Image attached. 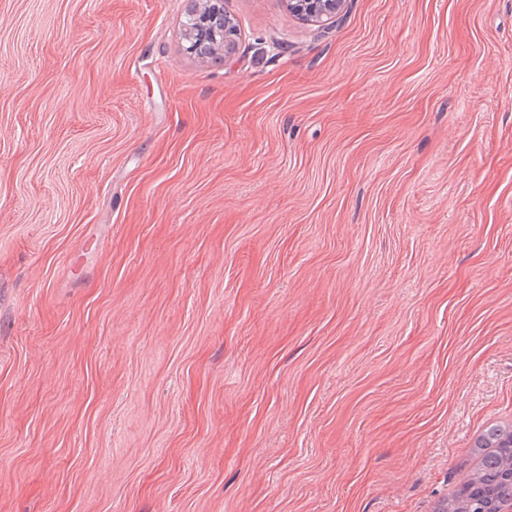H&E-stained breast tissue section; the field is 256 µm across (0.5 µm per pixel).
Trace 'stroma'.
Masks as SVG:
<instances>
[{"mask_svg":"<svg viewBox=\"0 0 512 512\" xmlns=\"http://www.w3.org/2000/svg\"><path fill=\"white\" fill-rule=\"evenodd\" d=\"M0 0V512H433L512 426V0ZM205 3L204 9H207L205 16H201L199 8L195 10L194 14L197 17L193 28H189L186 32V38L191 42L192 53L197 54L199 57H207L218 53L222 50L223 45L217 50L218 46L211 45L209 41V33L218 29L220 31L225 28L232 26V21L227 16H224V1L223 0H206L202 1ZM215 38L218 44L221 40L224 41L225 32L221 34L216 31ZM343 2L344 0H289L288 8L304 20L322 23L336 14Z\"/></svg>","mask_w":512,"mask_h":512,"instance_id":"obj_1","label":"stroma"}]
</instances>
